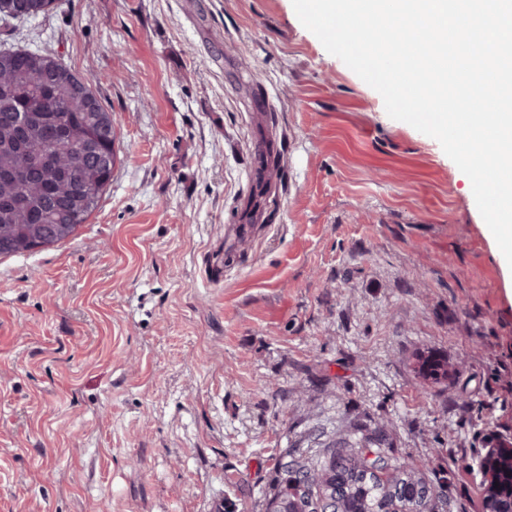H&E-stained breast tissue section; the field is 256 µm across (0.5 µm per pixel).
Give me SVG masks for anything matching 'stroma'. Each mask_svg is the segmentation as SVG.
<instances>
[{"label":"stroma","instance_id":"stroma-1","mask_svg":"<svg viewBox=\"0 0 512 512\" xmlns=\"http://www.w3.org/2000/svg\"><path fill=\"white\" fill-rule=\"evenodd\" d=\"M0 48L99 74L117 155L71 237L0 256V512H266L278 461L374 433L479 512L512 267L436 139L292 0H59Z\"/></svg>","mask_w":512,"mask_h":512}]
</instances>
